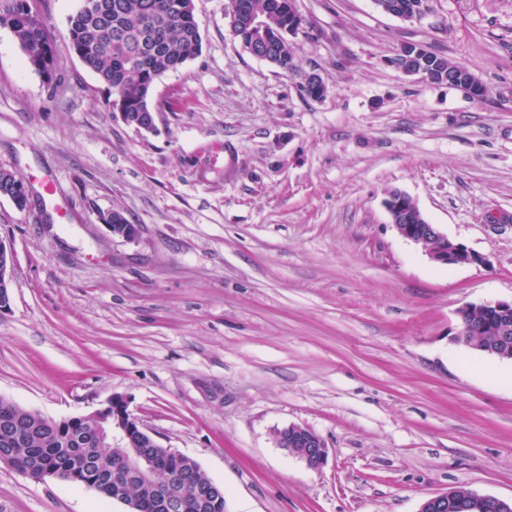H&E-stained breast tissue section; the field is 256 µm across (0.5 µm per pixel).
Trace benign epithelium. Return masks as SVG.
<instances>
[{"label": "benign epithelium", "mask_w": 512, "mask_h": 512, "mask_svg": "<svg viewBox=\"0 0 512 512\" xmlns=\"http://www.w3.org/2000/svg\"><path fill=\"white\" fill-rule=\"evenodd\" d=\"M385 207L398 234L406 241L421 247L429 257L439 265L450 268L481 264L484 258L465 244L448 238L440 228L428 221L422 220V213L416 202L404 193L391 194L385 201ZM14 261L12 252L0 241V287L11 285ZM467 309L477 310L482 321L477 329L485 335L494 337L490 352L501 358L512 359V326L509 317L512 316L511 301H487L477 305H465ZM112 408V445L125 449L131 468L142 474L148 473V468L141 464V456L134 451H128L131 434L148 435L143 424L128 409L126 403L114 396L107 401ZM276 444L281 448L294 449L293 455L304 461L310 467L322 465L327 457V448L322 438L314 431L299 426L290 425L274 433ZM223 494V487L214 483L209 486H197L189 489V496L199 502L202 509L210 507L213 501ZM489 505L497 507L499 512H512V500H504L492 495L476 497V506L485 508ZM448 493L436 494L426 499L419 512H448Z\"/></svg>", "instance_id": "benign-epithelium-1"}]
</instances>
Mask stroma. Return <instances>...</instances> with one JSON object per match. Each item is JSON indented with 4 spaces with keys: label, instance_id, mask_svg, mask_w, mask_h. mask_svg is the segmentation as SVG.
Returning <instances> with one entry per match:
<instances>
[{
    "label": "stroma",
    "instance_id": "1",
    "mask_svg": "<svg viewBox=\"0 0 512 512\" xmlns=\"http://www.w3.org/2000/svg\"><path fill=\"white\" fill-rule=\"evenodd\" d=\"M55 34L53 83L0 28V168L55 183L56 215L0 197L14 253L0 396L45 417L114 395L224 487L225 512H419L463 486L512 499V361L455 344L457 311L512 299V0H296L297 76L245 52L230 0H195L200 53L160 76L155 129L127 125L73 53L82 0H27ZM420 43L481 98L402 73ZM485 257L448 268L402 239L389 191ZM139 227L127 241L102 218ZM317 433L316 468L276 430ZM0 512H128L0 465ZM375 2L380 11L403 20L430 12L416 19L421 21L433 12L434 0H375Z\"/></svg>",
    "mask_w": 512,
    "mask_h": 512
}]
</instances>
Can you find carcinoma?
Returning a JSON list of instances; mask_svg holds the SVG:
<instances>
[{
	"label": "carcinoma",
	"mask_w": 512,
	"mask_h": 512,
	"mask_svg": "<svg viewBox=\"0 0 512 512\" xmlns=\"http://www.w3.org/2000/svg\"><path fill=\"white\" fill-rule=\"evenodd\" d=\"M238 21L235 36L242 46L252 43L253 21L268 17L261 40L268 46L263 60L300 79L302 94L317 99L308 74L294 62L288 21L297 17L294 0H236ZM380 11L406 19L433 12L434 0H375ZM0 27L9 29L27 66L41 75L54 62V37L42 17L28 8L26 0L0 4ZM67 37L73 52L121 99L116 104L130 125L143 112L152 111L150 93L163 74L178 69L201 50L202 37L191 0H83L69 17ZM398 69L412 68L426 81L443 82L448 74L460 75L469 68L426 47L417 56L401 46L390 58ZM112 433V410L99 412L96 426L80 422L59 424L0 397V451L12 454L15 470L35 480L55 467L66 474L92 465L101 472H123L124 461L103 434ZM133 446L148 458L154 483H125V501L137 512H158L160 492L186 493L187 482L209 477L197 462L157 447L149 440L133 438Z\"/></svg>",
	"instance_id": "cac0c4a2"
}]
</instances>
